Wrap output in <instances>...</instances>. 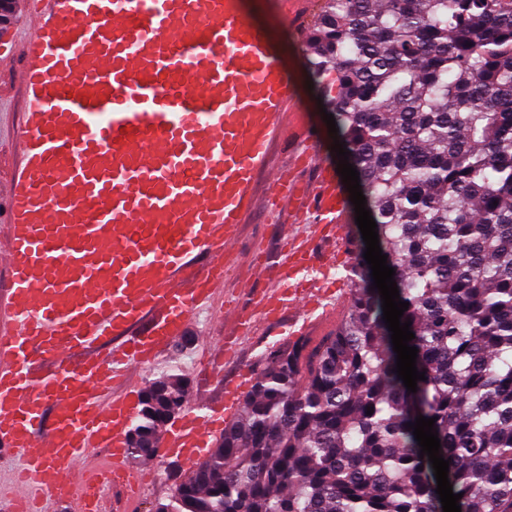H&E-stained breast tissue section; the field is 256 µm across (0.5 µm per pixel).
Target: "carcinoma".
Returning <instances> with one entry per match:
<instances>
[{
	"instance_id": "obj_1",
	"label": "carcinoma",
	"mask_w": 512,
	"mask_h": 512,
	"mask_svg": "<svg viewBox=\"0 0 512 512\" xmlns=\"http://www.w3.org/2000/svg\"><path fill=\"white\" fill-rule=\"evenodd\" d=\"M308 42L426 380L398 379L356 242L345 318L270 354L156 512H443L419 415L461 512H512V0H324ZM190 399L177 368L150 382L130 457Z\"/></svg>"
}]
</instances>
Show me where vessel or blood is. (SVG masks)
Segmentation results:
<instances>
[{
  "label": "vessel or blood",
  "instance_id": "vessel-or-blood-1",
  "mask_svg": "<svg viewBox=\"0 0 512 512\" xmlns=\"http://www.w3.org/2000/svg\"><path fill=\"white\" fill-rule=\"evenodd\" d=\"M283 22L314 0H277ZM0 47L21 108L0 167V512H111L104 472L135 512L152 464L129 466L135 372L159 365L195 316L225 325L200 357L236 352L260 324L324 308L347 207L309 140L278 147L297 112L288 75L248 0H16ZM285 222L272 284L242 311L225 283L241 224ZM224 398L197 392L164 427L163 454L193 463L224 428Z\"/></svg>",
  "mask_w": 512,
  "mask_h": 512
}]
</instances>
